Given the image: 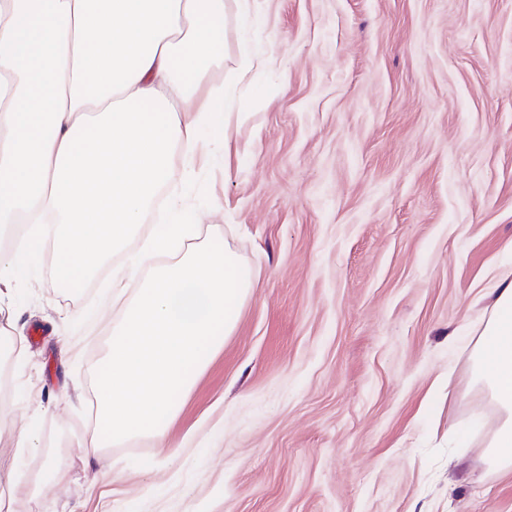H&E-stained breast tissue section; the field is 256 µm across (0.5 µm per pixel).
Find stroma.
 Instances as JSON below:
<instances>
[{
	"label": "stroma",
	"instance_id": "35a3bbf8",
	"mask_svg": "<svg viewBox=\"0 0 512 512\" xmlns=\"http://www.w3.org/2000/svg\"><path fill=\"white\" fill-rule=\"evenodd\" d=\"M230 24L272 66L199 212L259 273L224 346L157 447L80 443L96 423L109 321L97 280L58 288L48 259L15 285L20 359L0 358V409L38 433L0 465L26 480L12 512H512V474L483 475L495 414L468 353L492 273H512V0H256ZM60 464L50 483L47 458Z\"/></svg>",
	"mask_w": 512,
	"mask_h": 512
}]
</instances>
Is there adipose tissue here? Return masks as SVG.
Instances as JSON below:
<instances>
[{
	"label": "adipose tissue",
	"mask_w": 512,
	"mask_h": 512,
	"mask_svg": "<svg viewBox=\"0 0 512 512\" xmlns=\"http://www.w3.org/2000/svg\"><path fill=\"white\" fill-rule=\"evenodd\" d=\"M231 17L250 26L255 0H0V224L32 227L28 246L0 249V300L32 250L52 259L64 291L124 257L112 273L122 312L99 372L97 428L80 445L103 475L105 448L143 434L165 441L258 286L223 240L201 238L183 194L201 166L223 164L249 119L223 84L205 83L224 65ZM164 189L167 221L146 225ZM486 296L470 368L497 413L482 460L507 474L512 280L496 278Z\"/></svg>",
	"instance_id": "ef3b65f1"
}]
</instances>
